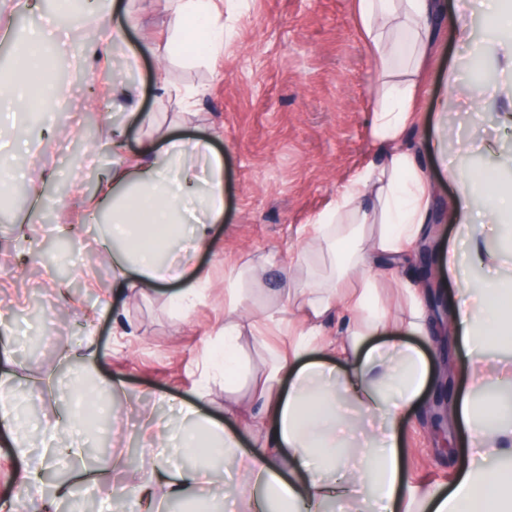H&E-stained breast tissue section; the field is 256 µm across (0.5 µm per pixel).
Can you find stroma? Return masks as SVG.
<instances>
[{
    "mask_svg": "<svg viewBox=\"0 0 512 512\" xmlns=\"http://www.w3.org/2000/svg\"><path fill=\"white\" fill-rule=\"evenodd\" d=\"M36 2L34 11L0 12V28L13 30L0 38V80L20 79L15 60L26 52L54 73L72 66L73 78L52 102L0 114L6 128L0 155L8 162L1 174L11 182L0 196V344L12 352L20 387L16 412L31 448L21 459L0 445V512H42L21 473L37 472L48 495L55 477L87 466L98 468L99 482L75 488L56 512H128L113 493L138 491L151 477L156 458L142 436L147 415L170 417L183 401L217 418L228 405L250 410V383L228 394L223 382L202 380L222 342L224 273L246 262L264 265L262 282L243 283L239 313L250 320L266 309L282 270H292L302 288L324 273L311 246L314 222L335 206L355 173L384 160L371 131L378 73L354 0H226L224 55L212 69L167 54L165 0H122L108 22L123 26L124 40L106 61L78 65L71 32L77 9L58 0ZM480 2L446 0L419 102L421 121L408 133L420 163L434 171L439 220L430 227L428 256H413L397 275L424 297L436 282L445 298L457 289L455 281H442L440 267L442 242L456 237L451 171L485 172L487 143L512 148V130H500L494 113L444 89L449 67L472 55L456 20L467 19L474 38L497 34ZM160 73L204 93L185 108L162 93ZM99 96L108 98L106 110L97 108ZM441 121L463 128L461 141L445 143L444 167L425 151ZM118 123L130 150L172 134L209 141L224 162V217L214 226L210 250L195 259L207 282L189 311L171 305L168 286L114 302L112 268L96 260L107 227L86 222L85 212L115 161L111 135ZM416 343L434 373L451 364L453 394L470 388L469 359L456 337ZM86 348L97 355L96 371L83 372L66 359ZM82 372L87 379L74 401L78 419L90 421L93 432L75 429L70 436L88 453L46 463L42 430L62 408L38 385L50 379L66 386ZM434 390L424 388L402 428L405 464L415 482L446 487L456 479V461L436 448Z\"/></svg>",
    "mask_w": 512,
    "mask_h": 512,
    "instance_id": "1",
    "label": "stroma"
}]
</instances>
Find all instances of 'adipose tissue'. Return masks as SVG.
I'll return each instance as SVG.
<instances>
[{"label": "adipose tissue", "mask_w": 512, "mask_h": 512, "mask_svg": "<svg viewBox=\"0 0 512 512\" xmlns=\"http://www.w3.org/2000/svg\"><path fill=\"white\" fill-rule=\"evenodd\" d=\"M446 10L444 0H357L367 46L384 76L383 107L372 120L373 134L386 157L346 185L335 208L313 227L332 274L313 283L304 295L285 281L272 296L258 327H291L286 350H270L254 395L260 403L263 447L244 448L237 431L202 414L194 404L180 411L191 424L176 444L194 453L188 467L159 459L154 478L171 500L207 494L204 463L232 458L249 482L235 498V512H326L335 501L362 499L370 512H512V469L486 467V460L512 458V429H490L487 420L499 411L495 399L483 407L462 397L454 415L465 424L477 447L457 464L449 491L418 493L404 463L401 425L416 406L431 378L424 353L411 339L423 335L430 318L413 291L403 293L404 309L391 319L369 266L372 257L401 259L426 234L435 218L432 184L409 147L406 134L417 120L420 76L428 64L435 22ZM169 53L199 55L215 62L224 53V26L218 0H170ZM400 19L414 50L405 72L395 68V50L387 48L377 23ZM472 180L456 178L450 200L465 251L449 248L443 269L453 279L482 272L472 297L457 295L452 309L453 333L471 358L473 385L512 383V361L492 367L489 351L512 343V279L496 269L512 255V244L490 247L487 227L512 226V190L488 196L484 209L474 202ZM93 214H105L112 238V270L118 289L154 288L179 282L171 303L188 310L204 280L195 270L197 253L212 245L213 226L224 215L221 157L202 140H171L163 147L145 143L133 155H121L99 189ZM245 270L230 268L224 277L223 354L209 359L204 373L233 391L249 371L240 351L245 325L236 320ZM351 317L336 341L319 332L334 304Z\"/></svg>", "instance_id": "obj_1"}]
</instances>
